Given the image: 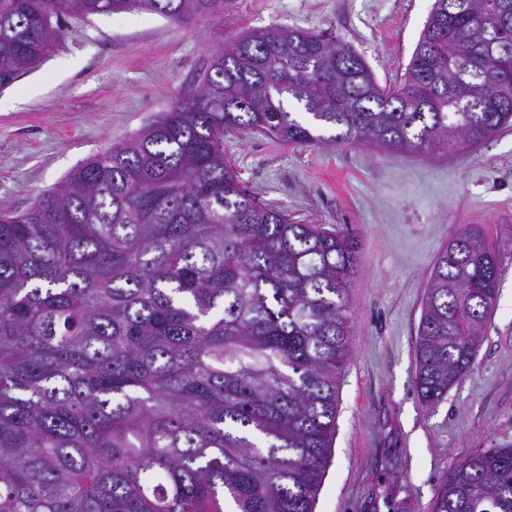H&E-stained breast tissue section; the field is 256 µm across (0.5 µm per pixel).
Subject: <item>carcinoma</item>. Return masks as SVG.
<instances>
[{
    "label": "carcinoma",
    "mask_w": 512,
    "mask_h": 512,
    "mask_svg": "<svg viewBox=\"0 0 512 512\" xmlns=\"http://www.w3.org/2000/svg\"><path fill=\"white\" fill-rule=\"evenodd\" d=\"M499 2L434 0L388 89L335 36L248 32L131 139L26 211L0 207V512H314L358 242L256 201L224 133L418 154L481 144L512 124ZM135 10L179 20L224 0H0V88L65 19ZM467 235L428 279L414 347L426 404L471 371L497 298L499 255ZM432 512H512V446L450 469Z\"/></svg>",
    "instance_id": "cac0c4a2"
}]
</instances>
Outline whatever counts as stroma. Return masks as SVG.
I'll return each mask as SVG.
<instances>
[{
  "label": "stroma",
  "mask_w": 512,
  "mask_h": 512,
  "mask_svg": "<svg viewBox=\"0 0 512 512\" xmlns=\"http://www.w3.org/2000/svg\"><path fill=\"white\" fill-rule=\"evenodd\" d=\"M433 3L224 0L221 12L179 22L138 11L70 22L37 68L0 89V206L27 210L78 163L130 139L195 88L215 50L251 31L330 32L380 85H398ZM224 160L258 202L358 240L351 354L315 512H430L444 473L512 444V126L431 156L238 129L224 136ZM471 226L499 255V293L471 373L430 406L414 384L427 282L438 253Z\"/></svg>",
  "instance_id": "obj_1"
}]
</instances>
